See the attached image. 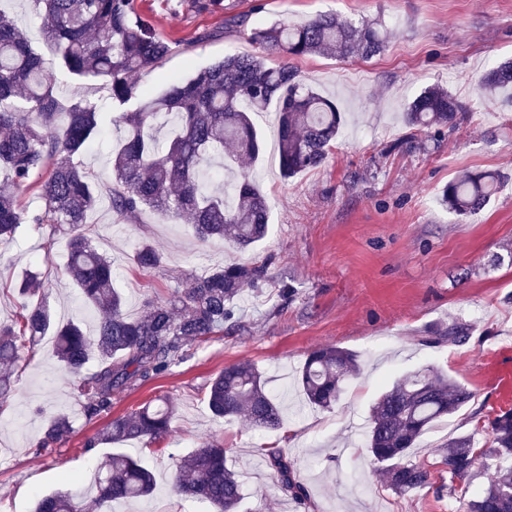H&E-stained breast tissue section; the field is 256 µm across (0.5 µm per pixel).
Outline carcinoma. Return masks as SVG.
<instances>
[{
	"mask_svg": "<svg viewBox=\"0 0 512 512\" xmlns=\"http://www.w3.org/2000/svg\"><path fill=\"white\" fill-rule=\"evenodd\" d=\"M33 2L55 48L51 59L38 54L12 18L0 13V243L12 241L26 222L48 225L51 241L67 238V272L83 301L103 316L91 334L75 322L56 328L55 353L91 419L112 412L114 392L167 372L189 346L223 332L244 291L264 278L266 265L233 263L193 276L172 300L147 301L137 316H130L123 293L114 286L115 261L99 252L84 231L99 202L98 186L74 161L99 137L105 113L88 99L59 100L53 90L55 71L63 68L80 78L102 80L109 88L112 123L123 129L107 156L115 221L135 224L145 210L170 221L187 217L200 241L219 238L247 250L268 234L270 210L256 173L231 165L240 158L255 163L261 157L253 114L276 106L279 164L286 179L323 166L345 122L336 102L305 85L288 60L373 57L383 50L390 31L375 22L341 23L329 14L301 25L275 20L250 31L256 52L227 55L187 79H171L156 95L133 75L158 67L173 42L136 12L134 0ZM270 52L283 61L268 64ZM483 87L494 93L512 89V61L492 68ZM465 118V107L456 98L430 88L409 103L404 121L411 130L438 133ZM163 127L168 133L162 140L158 131ZM36 174L44 178V210L30 215L19 196ZM497 183L494 172L464 176L448 184L442 202L468 216L484 206ZM131 261L142 270H155L165 264V255L143 239ZM42 287L34 275L17 283L19 312L11 324H0V406L12 394L11 369L51 327L44 306L32 302ZM358 372V355L327 345L308 355L297 383L308 405L325 410ZM206 396L218 419L243 417L266 431L283 426L277 397L249 362L224 367ZM473 397L471 390L432 366L396 380L379 397L364 444L392 491L407 494L433 487L430 470L411 460V450L435 423L457 414ZM173 416L174 408L164 400L147 404L111 419L107 437L114 443L152 442L170 432ZM72 429L68 415H53L36 454H53L54 445ZM261 454L278 476L281 491L302 499L304 488L283 451L263 448ZM441 464L448 470V486L436 487V493L446 490L456 496L457 512H512V409L488 419L483 448L469 435L448 439ZM478 464L493 470L488 483L471 494L465 487L456 489L455 482L470 478ZM68 482L72 489L41 497L36 512H84L78 478ZM95 488L96 502L110 504L149 497L156 481L131 455L116 452L98 469ZM172 491L208 502L212 512H237L242 498L224 449L209 444L176 459Z\"/></svg>",
	"mask_w": 512,
	"mask_h": 512,
	"instance_id": "carcinoma-1",
	"label": "carcinoma"
}]
</instances>
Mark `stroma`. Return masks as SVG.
Wrapping results in <instances>:
<instances>
[{
  "label": "stroma",
  "instance_id": "35a3bbf8",
  "mask_svg": "<svg viewBox=\"0 0 512 512\" xmlns=\"http://www.w3.org/2000/svg\"><path fill=\"white\" fill-rule=\"evenodd\" d=\"M135 7L160 35L183 46L136 75L155 93L169 79L253 52L249 31L277 19L302 24L330 14L378 21L392 37L368 60H294L304 82L349 117L324 166L282 178L272 114L255 116L264 157L255 165L238 163L256 170L272 207L270 233L255 249L240 253L219 240L200 243L189 222L166 223L149 210L139 223H115L105 197L90 214L88 234L114 258L129 315H138L145 301L172 299L188 272L263 261L267 274L245 292L236 321L225 323L222 335L193 344L168 372L113 394L111 416L165 399L175 418L166 437L126 445L154 472V496L108 511L90 501L86 512H208L207 504L170 492L173 457L204 441L220 444L239 472L242 512H456L455 499L434 492L445 476L439 448L463 434L485 443L488 418L512 409V103L487 97L478 86L487 69L512 57V0H224L217 14L196 12L180 0H135ZM0 9L38 53L52 57L32 0H0ZM431 87L467 104L468 115L439 138L411 137L402 114ZM484 171L500 175L495 194L481 211L459 218L442 203L444 188L465 173ZM48 232L26 224L13 242L0 245V322L15 319L13 286L31 270L44 284L54 322L95 325L99 312L83 302L66 271L65 240L48 243ZM143 238L165 253L164 269L146 272L131 263ZM456 326L467 335L452 343L446 332ZM323 345L353 351L361 363L330 410L306 404L294 382L310 351ZM241 361L254 364L268 391L282 396V429L213 417L207 385L224 366ZM426 365L447 372L475 397L438 422L414 451L430 470L433 488L399 495L388 489L361 432L376 398ZM13 380L0 412V512H33L38 497L64 488L67 477L93 478L114 446L104 438L109 416L87 418L75 402L53 336L38 341L33 359L15 368ZM60 410L70 413L74 431L52 457L38 456L48 419ZM264 446L282 448L293 462L304 501L280 492L260 453Z\"/></svg>",
  "mask_w": 512,
  "mask_h": 512
}]
</instances>
